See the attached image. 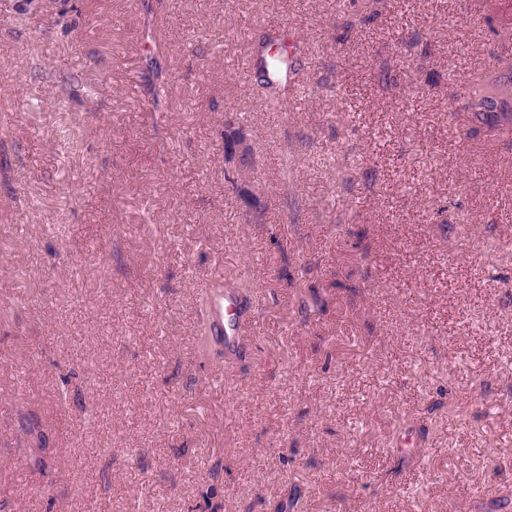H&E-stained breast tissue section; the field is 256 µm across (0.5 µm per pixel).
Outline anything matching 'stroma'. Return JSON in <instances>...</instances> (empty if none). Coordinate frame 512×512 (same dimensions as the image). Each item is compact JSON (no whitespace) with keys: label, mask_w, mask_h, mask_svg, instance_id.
I'll use <instances>...</instances> for the list:
<instances>
[{"label":"stroma","mask_w":512,"mask_h":512,"mask_svg":"<svg viewBox=\"0 0 512 512\" xmlns=\"http://www.w3.org/2000/svg\"><path fill=\"white\" fill-rule=\"evenodd\" d=\"M19 2L0 512H512V136L458 107L512 71V0ZM269 26L309 60L284 112L245 68ZM218 287L255 307L230 352ZM153 41L156 47V53L153 54L152 60L154 65V78L149 80L148 84L144 88L146 95L152 101L155 112H163L164 106L167 103L169 97H171L173 93L172 87L165 82L162 78L163 74V66L161 65V59H163L165 54L164 44L153 36ZM249 144L241 130L224 129V162L225 169L235 172L243 167L248 158Z\"/></svg>","instance_id":"obj_1"}]
</instances>
